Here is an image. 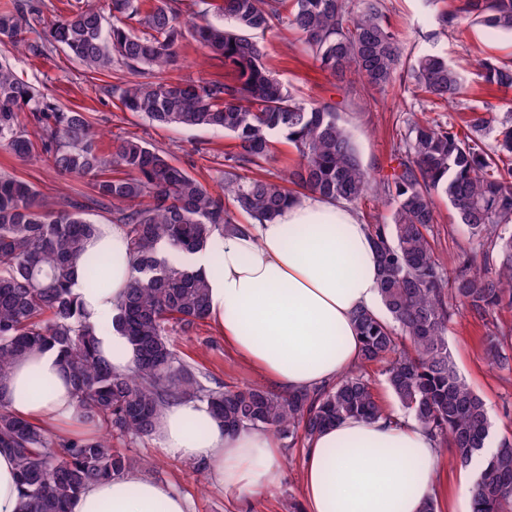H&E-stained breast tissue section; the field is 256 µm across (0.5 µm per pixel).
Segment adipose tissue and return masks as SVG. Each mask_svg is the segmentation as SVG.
Segmentation results:
<instances>
[{
    "label": "adipose tissue",
    "instance_id": "obj_1",
    "mask_svg": "<svg viewBox=\"0 0 512 512\" xmlns=\"http://www.w3.org/2000/svg\"><path fill=\"white\" fill-rule=\"evenodd\" d=\"M90 249L112 259L108 288H90L83 269L73 291L89 322L110 321L133 270L122 225L104 224ZM188 264L210 278L209 317L224 341L271 385L310 390L357 368L355 316L380 314L374 240L345 204L309 193L273 220L218 239ZM15 415L62 437L91 434L55 352L18 361L0 390ZM153 438L171 459L206 466L209 484L245 500L277 487L280 453L263 429L224 431L206 403L184 400L159 413ZM443 456L414 418L345 419L309 441L304 512H422ZM70 512H191L173 484L140 472L91 486Z\"/></svg>",
    "mask_w": 512,
    "mask_h": 512
}]
</instances>
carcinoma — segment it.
Returning <instances> with one entry per match:
<instances>
[{
    "label": "carcinoma",
    "mask_w": 512,
    "mask_h": 512,
    "mask_svg": "<svg viewBox=\"0 0 512 512\" xmlns=\"http://www.w3.org/2000/svg\"><path fill=\"white\" fill-rule=\"evenodd\" d=\"M46 8L45 0H13L0 10V41L34 58L60 47L90 72L116 76L109 88L120 109L153 125L224 131L233 140L222 171L233 208L135 134L115 139L104 152L85 113L59 106L0 62V148L29 158L34 134L54 170L94 177L91 198L61 205L24 180L0 175V388L18 359L53 350L86 421L96 427L91 437L55 438L15 416L0 392V448L16 457L19 512H68L90 486L139 467L112 441L152 439L158 412L182 400L207 403L228 432L270 429L290 448L346 418H384L366 373L374 363L384 365L406 412L450 450L453 465L465 468L481 458L472 512H512V440L503 437L483 454L491 429L486 404L458 372L447 340L462 309L491 319L487 360L512 379V323L498 318L512 312V233L506 234L512 113L501 119L489 149L479 138L490 125L483 115L474 114L460 131L411 123L395 144L397 166L375 180L332 105H305L269 75L260 37L283 26L331 76L352 71L370 88L399 81L434 104L455 102L459 72L431 53L404 63L385 0H192V21L184 18L182 0H112L108 27L90 0L48 24ZM211 14L228 24L208 22ZM467 17L512 32V0H459L438 17L440 32L458 31ZM188 36L222 62L224 78L180 83L160 77ZM483 70L488 84L512 90L511 60L487 58ZM280 142L295 150L297 164L284 174H262ZM372 187L393 205L389 222L369 225L388 318L356 315L362 345L356 370L288 394L206 385L207 374L179 354L172 336L208 319L209 277L159 256V244L194 253L217 235L240 231L235 210L270 221L304 191L353 205ZM437 196L448 199L476 241L475 252L450 270L430 240ZM92 210H108L112 223L126 227L135 275L113 318L132 352L126 371L100 356L101 329L87 322L73 292L78 261L87 284L100 285L103 260L86 247L97 231L88 218Z\"/></svg>",
    "instance_id": "cac0c4a2"
}]
</instances>
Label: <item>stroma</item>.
<instances>
[{"label": "stroma", "instance_id": "35a3bbf8", "mask_svg": "<svg viewBox=\"0 0 512 512\" xmlns=\"http://www.w3.org/2000/svg\"><path fill=\"white\" fill-rule=\"evenodd\" d=\"M389 17L404 43V52L416 56L437 52L447 57L461 73L464 90L456 103L432 108L416 105L410 89L392 85L384 89L364 88L357 82L321 72L308 57L295 35L284 29L268 31L262 43L266 64L301 102H329L335 105L341 124L350 133L362 165L382 176L394 166L397 136L408 123L434 121L463 127L470 109L490 105L496 118L512 111V92L488 85L479 67L480 59H512V35L481 25L464 26L462 34H439L438 16L454 7V0H388ZM10 61L17 75L61 106L83 110L100 131V146L108 151L115 138L135 134L154 147L168 151L174 161L187 168L210 192L223 194L221 157L231 140L221 131L172 129L149 124L141 117L121 111L118 102L94 92L89 72L62 49H51L48 57L34 59L0 42V59ZM219 61L203 56L197 44L183 40L174 66L166 71L172 81L213 78L223 75ZM31 182L37 190L67 203L83 199L92 191V177L57 173L42 154L22 161L0 148V174ZM438 222L432 228L435 251L444 267L454 268L459 255L473 249L466 225L460 224L446 199L436 201ZM490 324L464 312L448 329V347L460 374L483 397L491 422V443L512 437V381L503 380L484 357L483 338ZM176 347L202 364L211 379L227 385L257 383V376L225 347L211 321H204L189 334L177 336ZM132 455L150 459V477L174 483L190 497L194 512H288L289 503H301V462L303 446H295L283 457L280 485L240 509L223 492L213 489L205 472L195 466L166 457L155 442L133 444Z\"/></svg>", "mask_w": 512, "mask_h": 512}]
</instances>
